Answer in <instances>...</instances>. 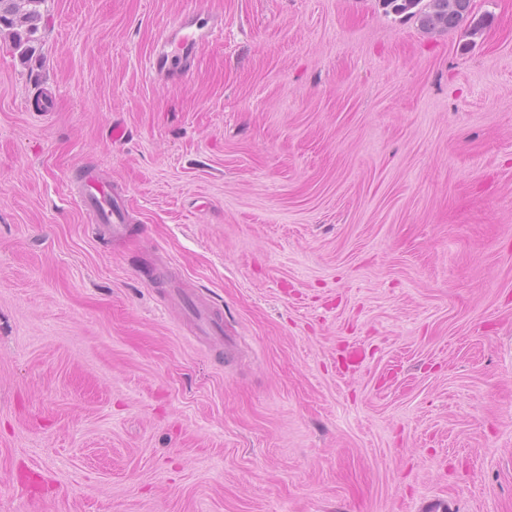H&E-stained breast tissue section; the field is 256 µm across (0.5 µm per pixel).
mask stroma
<instances>
[{"instance_id":"stroma-1","label":"stroma","mask_w":512,"mask_h":512,"mask_svg":"<svg viewBox=\"0 0 512 512\" xmlns=\"http://www.w3.org/2000/svg\"><path fill=\"white\" fill-rule=\"evenodd\" d=\"M191 6L0 29V512H512V0H203L154 78ZM472 0H380L386 12L415 17L422 29L446 31L469 19V35L481 36L484 25L481 19L472 17ZM197 8L182 14L161 35L157 51L149 61V69L163 76H169L167 63L169 58L191 59L194 47L207 35L196 36L193 27L196 24ZM74 201L92 215L98 224H107L112 238L127 231V215L121 193L112 183L96 176L85 177L74 189ZM191 312L197 318V330L201 336L211 337L222 341L224 327L212 313L209 306L201 300H191L189 303Z\"/></svg>"}]
</instances>
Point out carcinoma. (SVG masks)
<instances>
[{
    "label": "carcinoma",
    "instance_id": "1",
    "mask_svg": "<svg viewBox=\"0 0 512 512\" xmlns=\"http://www.w3.org/2000/svg\"><path fill=\"white\" fill-rule=\"evenodd\" d=\"M43 0H0V26L12 30L16 49L32 50L31 43L44 22L40 10ZM386 12L414 17L422 29L446 31L463 21H470L469 35L484 32L482 20L472 17L471 0H380Z\"/></svg>",
    "mask_w": 512,
    "mask_h": 512
}]
</instances>
